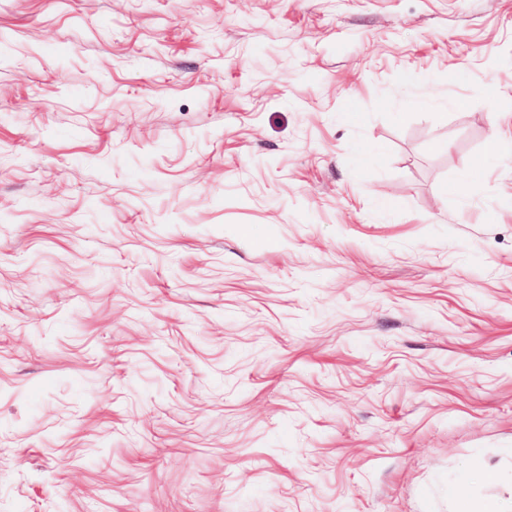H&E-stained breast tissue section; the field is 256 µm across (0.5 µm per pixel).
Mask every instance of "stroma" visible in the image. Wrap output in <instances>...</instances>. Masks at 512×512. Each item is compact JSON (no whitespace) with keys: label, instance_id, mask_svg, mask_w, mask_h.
I'll list each match as a JSON object with an SVG mask.
<instances>
[{"label":"stroma","instance_id":"35a3bbf8","mask_svg":"<svg viewBox=\"0 0 512 512\" xmlns=\"http://www.w3.org/2000/svg\"><path fill=\"white\" fill-rule=\"evenodd\" d=\"M509 495L512 0H0V512Z\"/></svg>","mask_w":512,"mask_h":512}]
</instances>
